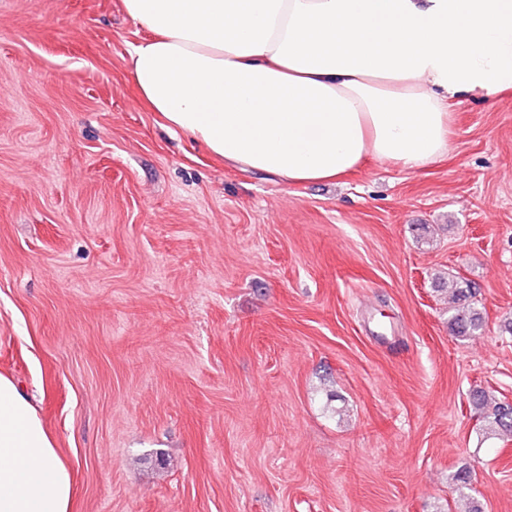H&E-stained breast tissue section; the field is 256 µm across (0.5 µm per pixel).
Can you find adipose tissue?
<instances>
[{
  "mask_svg": "<svg viewBox=\"0 0 512 512\" xmlns=\"http://www.w3.org/2000/svg\"><path fill=\"white\" fill-rule=\"evenodd\" d=\"M147 38L132 78L162 125L291 183L366 158L414 169L453 100L512 90V0H123ZM52 435L0 374V512H71Z\"/></svg>",
  "mask_w": 512,
  "mask_h": 512,
  "instance_id": "adipose-tissue-1",
  "label": "adipose tissue"
}]
</instances>
